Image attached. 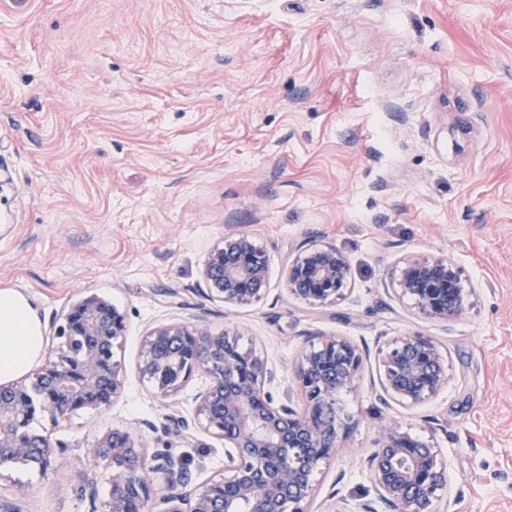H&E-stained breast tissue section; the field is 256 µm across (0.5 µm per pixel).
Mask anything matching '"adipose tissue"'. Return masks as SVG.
Returning <instances> with one entry per match:
<instances>
[{
  "label": "adipose tissue",
  "mask_w": 512,
  "mask_h": 512,
  "mask_svg": "<svg viewBox=\"0 0 512 512\" xmlns=\"http://www.w3.org/2000/svg\"><path fill=\"white\" fill-rule=\"evenodd\" d=\"M43 352V336L29 300L0 289V384L26 374Z\"/></svg>",
  "instance_id": "obj_1"
}]
</instances>
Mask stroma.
<instances>
[{"instance_id":"1","label":"stroma","mask_w":512,"mask_h":512,"mask_svg":"<svg viewBox=\"0 0 512 512\" xmlns=\"http://www.w3.org/2000/svg\"><path fill=\"white\" fill-rule=\"evenodd\" d=\"M0 165V289L46 336L90 294L126 322L121 396L56 429L34 420L69 452L44 471L0 465V512H107L112 469L84 452L116 426L156 448L143 339L199 321L236 330L288 388L321 337L357 346L311 512L373 498L362 458L391 424L448 468L433 512H512V0H0ZM231 234L267 252L258 301L203 292ZM312 243L350 261L335 303L284 286ZM409 257L458 266L460 318L401 293ZM409 333L439 343L448 382L382 406L380 350ZM181 452L197 482L223 477L220 438L195 432Z\"/></svg>"}]
</instances>
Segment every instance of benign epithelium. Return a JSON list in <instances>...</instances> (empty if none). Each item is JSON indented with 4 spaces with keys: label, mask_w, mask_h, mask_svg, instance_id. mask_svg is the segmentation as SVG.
Returning a JSON list of instances; mask_svg holds the SVG:
<instances>
[{
    "label": "benign epithelium",
    "mask_w": 512,
    "mask_h": 512,
    "mask_svg": "<svg viewBox=\"0 0 512 512\" xmlns=\"http://www.w3.org/2000/svg\"><path fill=\"white\" fill-rule=\"evenodd\" d=\"M268 258L252 238H224V247L206 261L202 278L209 296L227 304L260 298L268 286ZM350 276L347 256L335 247L310 246L288 264V293L310 302L327 303L342 296ZM398 286L417 300L419 310L440 321H453L464 310V289L455 264L447 259H410L400 270ZM125 318L112 304L88 296L71 308L55 327L58 346L46 354L32 387L41 398H22V382L0 385V464L31 463L45 469L68 451L48 434L27 426L40 412L57 427L72 412V402L107 408L121 395L124 373L114 360ZM238 336L213 331L199 322L166 323L146 336L138 369L160 397L175 394L197 372L211 384L197 398V415L213 435L224 439V496L193 479L174 444L190 439L192 423L169 413L152 432L163 445L146 455L121 427L86 450L89 467L105 459L112 464L109 512H155V497L168 505L164 512H307L314 496L313 474L338 446L344 428L337 405L339 393L351 387L361 360L358 349L343 337L325 338L301 354L295 366L301 412L290 394L275 400L270 388L279 371L257 352L250 353L247 374L233 353ZM382 395L387 404L400 399L416 404L440 393L447 373L437 343L429 336L408 334L390 340L381 360ZM377 502L385 512H431L437 492L448 484V470L437 450L414 443L400 429L387 427L379 447L365 458Z\"/></svg>",
    "instance_id": "obj_1"
}]
</instances>
